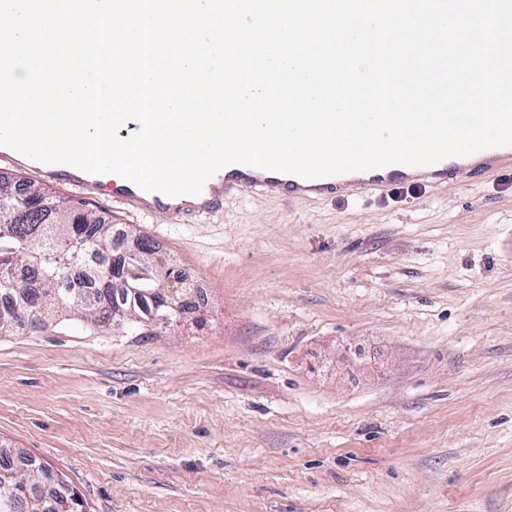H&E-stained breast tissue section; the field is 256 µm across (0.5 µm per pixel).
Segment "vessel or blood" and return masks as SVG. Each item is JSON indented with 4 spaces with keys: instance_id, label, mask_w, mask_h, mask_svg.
<instances>
[{
    "instance_id": "b4317fda",
    "label": "vessel or blood",
    "mask_w": 512,
    "mask_h": 512,
    "mask_svg": "<svg viewBox=\"0 0 512 512\" xmlns=\"http://www.w3.org/2000/svg\"><path fill=\"white\" fill-rule=\"evenodd\" d=\"M0 164L29 169L42 178L81 191H95L103 184L100 176L88 174L72 165L45 164L11 148H0ZM504 171L512 172V146L488 148L467 156L448 158L434 165H402L395 169L384 166L378 174L367 180L349 179L342 173L307 179L292 173L230 164L215 172L192 201L184 200L180 195L146 192L127 180L119 184L113 182L108 186L111 198L129 210L158 213L181 222L191 216L217 211L225 197L244 188L268 195L285 190L293 198H325L334 195L357 197L370 190L392 186H432L485 172Z\"/></svg>"
}]
</instances>
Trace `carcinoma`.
<instances>
[{
  "mask_svg": "<svg viewBox=\"0 0 512 512\" xmlns=\"http://www.w3.org/2000/svg\"><path fill=\"white\" fill-rule=\"evenodd\" d=\"M141 265L124 266L113 251L112 223L83 202L52 190L0 177V293L10 305L0 308V332L40 329L49 309L83 312L95 323L112 320V309L132 308L131 331L152 321L165 327L178 311L166 304V282L186 287L189 275L166 264L154 242L142 236ZM36 460L0 448V469L23 471L0 483V512H86L82 501L64 503L55 486L62 475L49 467L36 471Z\"/></svg>",
  "mask_w": 512,
  "mask_h": 512,
  "instance_id": "cac0c4a2",
  "label": "carcinoma"
}]
</instances>
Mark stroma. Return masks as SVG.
<instances>
[{
	"label": "stroma",
	"mask_w": 512,
	"mask_h": 512,
	"mask_svg": "<svg viewBox=\"0 0 512 512\" xmlns=\"http://www.w3.org/2000/svg\"><path fill=\"white\" fill-rule=\"evenodd\" d=\"M89 199L207 307L1 334L0 448L87 512H512V175L183 224Z\"/></svg>",
	"instance_id": "obj_1"
}]
</instances>
